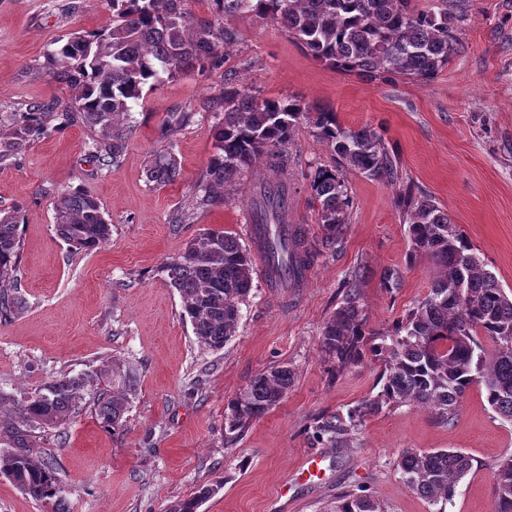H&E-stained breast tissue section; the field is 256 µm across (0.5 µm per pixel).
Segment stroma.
Masks as SVG:
<instances>
[{"label":"stroma","mask_w":512,"mask_h":512,"mask_svg":"<svg viewBox=\"0 0 512 512\" xmlns=\"http://www.w3.org/2000/svg\"><path fill=\"white\" fill-rule=\"evenodd\" d=\"M188 9L195 21L233 29L236 39L222 69L166 76L143 90L119 166H96L88 149L97 134L79 124L0 162V209L23 208L18 280L27 301L21 314L0 318V390L32 391L60 374L113 364L139 369L120 430L103 428L87 407L35 442L37 455L55 459L70 512H168L204 486L213 492L198 512H320L343 492L369 495L384 512H433L397 461L409 449L446 448L475 464L445 512H492V466L512 453V423L479 388L449 425L423 408L386 406L336 448L317 440L315 425L380 390L379 362L336 375L321 350L347 284L357 285L370 330L384 336L435 275L430 260L409 257L408 223L396 205L403 189L446 212L512 291V0H462L457 49L429 82L343 74L269 21L214 16L212 0H189ZM111 18L110 0H0V113L69 100L70 89L52 76L58 39ZM228 72L259 97H294L334 109L345 126L373 129L396 155L400 176L391 184L348 173L353 207L341 241L325 247L309 175L335 158L299 125L288 147L296 191L283 220L305 229L314 264L299 288L255 278L235 336L211 351L197 344L165 267L204 230L235 235L253 216L255 170L224 202H196L215 152L212 108ZM171 112L190 119L166 137ZM164 152L177 157L181 174L157 186L145 166ZM76 186L98 199L112 225L104 248L80 252L55 232V198ZM389 269L399 271L398 285L385 284ZM280 366L294 374L286 398L241 435L226 434L228 402Z\"/></svg>","instance_id":"35a3bbf8"}]
</instances>
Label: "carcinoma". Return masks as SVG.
Masks as SVG:
<instances>
[{
	"label": "carcinoma",
	"mask_w": 512,
	"mask_h": 512,
	"mask_svg": "<svg viewBox=\"0 0 512 512\" xmlns=\"http://www.w3.org/2000/svg\"><path fill=\"white\" fill-rule=\"evenodd\" d=\"M187 0H112V20L90 33H72L59 39L54 55L56 79L73 93V103H35L17 115H0V160L16 157L29 144L52 132L81 124L98 130L91 156L106 167H116L125 149L121 123L143 89L174 75L224 64L221 45L236 33L210 22L192 23ZM455 0H429L419 8L413 0H213L224 16L241 14L268 19L297 39L315 59L343 74L370 78L402 76L430 81L448 65L455 51L451 27ZM215 148L199 184L198 204L224 201L241 176L257 162L265 166V181L249 197L255 222L269 232V262L288 271L280 288H298L302 274L313 264L300 227L281 223L295 187L285 177L288 145L296 127L306 122L336 156V165L318 166L309 183L312 199L325 229V245L342 236L352 208L346 173L394 182L399 179L395 155L370 128H347L335 111L310 108L295 99H261L224 78V100L216 109ZM180 173L176 157L166 152L145 167L148 182L165 186ZM398 206L408 220L410 257L431 259L439 275L429 293L397 321L391 334L378 339L368 329L351 285L343 305L326 324L321 348L332 371L341 374L370 355L382 361L381 390L346 414L323 417L316 436L335 448L383 406L418 405L449 424L458 403L474 385L484 388L488 405L512 422V293L500 286L473 252L468 237L448 214L431 201L410 193ZM55 230L76 250L107 244L112 235L98 201L80 189H65L55 203ZM22 208L0 210V317L12 318L25 308L15 287L21 258L19 225ZM170 284L182 299L199 345L212 351L224 348L240 318V304L248 297L254 266L239 240L222 230L207 229L191 239L166 266ZM488 337L494 348L484 347ZM137 369L128 365L105 371L67 373L33 392L0 390V476L18 489L69 512L54 463L32 452L36 434L65 423L89 405L100 424L121 429L128 397L135 392ZM286 366L258 374L230 403L225 424L240 432L253 419L280 404L292 386ZM407 485L437 505L454 496L461 478L473 468V458L459 450H406L397 462ZM214 489L207 486L170 512H197ZM332 512H384L366 494L336 498ZM492 512H512V454L494 466Z\"/></svg>",
	"instance_id": "carcinoma-1"
}]
</instances>
